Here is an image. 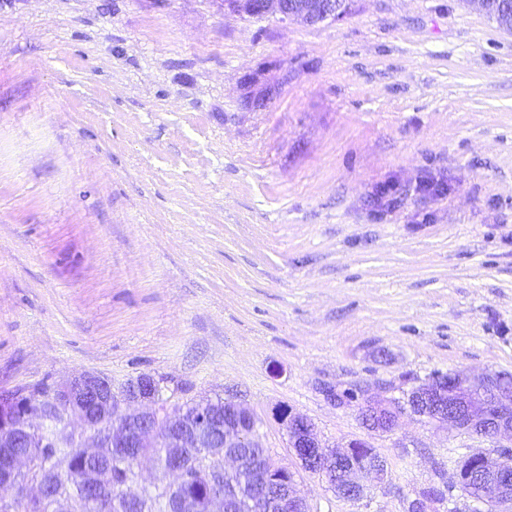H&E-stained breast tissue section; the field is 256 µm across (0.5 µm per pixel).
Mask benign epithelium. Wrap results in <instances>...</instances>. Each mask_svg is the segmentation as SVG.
Returning a JSON list of instances; mask_svg holds the SVG:
<instances>
[{
    "label": "benign epithelium",
    "mask_w": 512,
    "mask_h": 512,
    "mask_svg": "<svg viewBox=\"0 0 512 512\" xmlns=\"http://www.w3.org/2000/svg\"><path fill=\"white\" fill-rule=\"evenodd\" d=\"M222 5L253 17L269 14L284 21L298 20L309 25L336 20L344 15L341 0H221ZM503 379V373L471 376L459 371H436L418 386L400 397L390 388L356 384L359 393L369 400L386 405L392 416L373 414L365 428L379 434L393 431L399 415L411 414L439 427L461 434L489 436L496 452L472 451L469 457L480 467L475 486L458 485L457 496L448 499V512H512V395L490 393ZM164 379L149 374L138 375L116 393L112 383L95 373H82L64 385L39 407L21 402L13 395H0V489L13 490L24 470L32 469V453L11 451L15 435L22 432L39 448L59 443L64 438L72 448L92 462L105 458L128 460L141 457L145 448H164L163 464L169 472H181L186 459L195 456L204 473L224 482V492L212 502H219L222 512H283L301 505L294 474L275 489L266 492V479L274 463L263 457L251 471L252 494L242 491L245 480L236 477L242 470L243 455L258 447L256 420L246 407L234 403V413L224 425L214 424L205 408L189 417L181 407L171 412L163 406ZM76 418L88 435L79 439L67 431L69 418ZM288 445L299 467L309 472L314 463L329 456L319 441L314 426L303 417L288 413ZM386 464L377 459L361 469L357 477L336 489V495L359 502L367 495L363 478L371 473L386 477Z\"/></svg>",
    "instance_id": "obj_1"
}]
</instances>
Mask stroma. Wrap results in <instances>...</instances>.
<instances>
[{
	"mask_svg": "<svg viewBox=\"0 0 512 512\" xmlns=\"http://www.w3.org/2000/svg\"><path fill=\"white\" fill-rule=\"evenodd\" d=\"M347 2L0 0V394L152 374L170 410L247 404L279 465L284 409L385 459L359 502L298 471L310 512H405L490 449L370 432L321 388L512 373V33L468 0ZM224 8L253 17L279 15L284 21L298 20L309 25L336 20L344 15V0H220Z\"/></svg>",
	"mask_w": 512,
	"mask_h": 512,
	"instance_id": "1",
	"label": "stroma"
}]
</instances>
